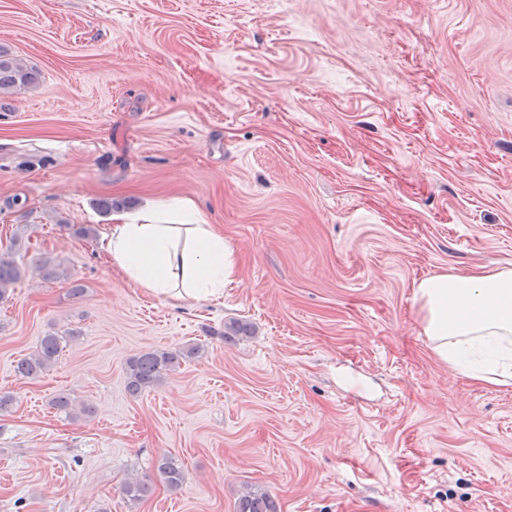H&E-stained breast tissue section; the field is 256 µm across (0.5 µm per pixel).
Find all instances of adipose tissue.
I'll use <instances>...</instances> for the list:
<instances>
[{
  "label": "adipose tissue",
  "mask_w": 512,
  "mask_h": 512,
  "mask_svg": "<svg viewBox=\"0 0 512 512\" xmlns=\"http://www.w3.org/2000/svg\"><path fill=\"white\" fill-rule=\"evenodd\" d=\"M102 241L112 267L158 298L219 297L237 279L235 249L188 200L114 212ZM414 299L439 361L512 384V267L433 274L418 281Z\"/></svg>",
  "instance_id": "obj_1"
}]
</instances>
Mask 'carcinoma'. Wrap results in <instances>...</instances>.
<instances>
[{
	"mask_svg": "<svg viewBox=\"0 0 512 512\" xmlns=\"http://www.w3.org/2000/svg\"><path fill=\"white\" fill-rule=\"evenodd\" d=\"M40 79L39 72L0 48V94L35 86ZM25 268L19 266L12 258L0 254V298L4 297L12 285L22 279ZM253 334L251 324L233 321L224 326V339L235 336ZM65 336L48 335L42 337L34 353L23 358L17 364V371L25 377L35 378L50 368L63 349ZM202 356L198 346L179 350H152L144 352L128 361L125 368L126 385L130 394L137 396L161 384L172 375L189 358ZM157 472L171 491L179 490L185 482V471L182 463L172 455H163L157 459ZM124 494L138 502L148 496L149 485L139 478H131L125 482ZM234 512H279L278 505L266 492L259 489H248L235 503Z\"/></svg>",
	"mask_w": 512,
	"mask_h": 512,
	"instance_id": "1",
	"label": "carcinoma"
}]
</instances>
